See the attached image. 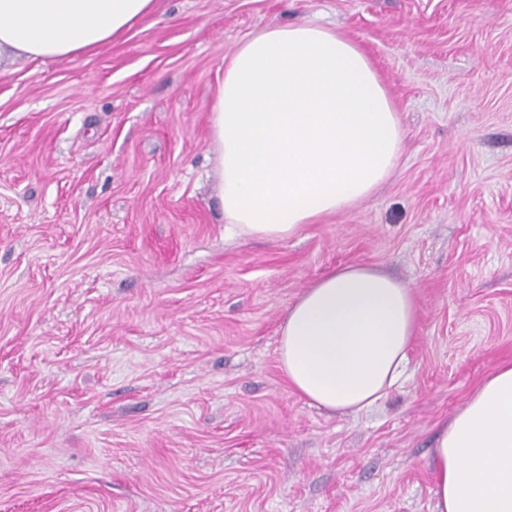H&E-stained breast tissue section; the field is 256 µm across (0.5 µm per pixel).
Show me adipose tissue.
<instances>
[{"instance_id":"ef3b65f1","label":"adipose tissue","mask_w":512,"mask_h":512,"mask_svg":"<svg viewBox=\"0 0 512 512\" xmlns=\"http://www.w3.org/2000/svg\"><path fill=\"white\" fill-rule=\"evenodd\" d=\"M155 0H0V60L64 61L112 42ZM217 197L234 234L270 240L369 198L404 148L396 107L365 52L295 22L260 31L224 68L209 116ZM413 289L346 265L306 288L279 325L278 361L310 404L357 414L401 380L416 336ZM435 512H512V363L437 434Z\"/></svg>"}]
</instances>
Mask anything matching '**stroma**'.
Segmentation results:
<instances>
[{"label":"stroma","mask_w":512,"mask_h":512,"mask_svg":"<svg viewBox=\"0 0 512 512\" xmlns=\"http://www.w3.org/2000/svg\"><path fill=\"white\" fill-rule=\"evenodd\" d=\"M368 54L405 133L355 208L224 231L209 112L251 34ZM414 290L403 381L331 415L280 321L329 269ZM512 361V0H157L118 39L0 72V512H434L438 426Z\"/></svg>","instance_id":"obj_1"}]
</instances>
